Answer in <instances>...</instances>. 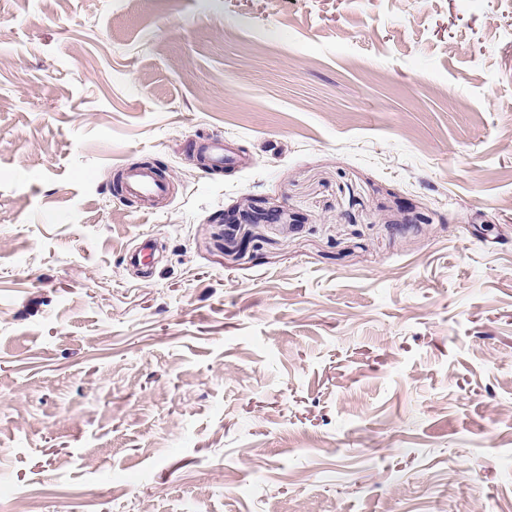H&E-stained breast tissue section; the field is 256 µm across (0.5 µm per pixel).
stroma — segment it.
Segmentation results:
<instances>
[{
  "instance_id": "1",
  "label": "stroma",
  "mask_w": 512,
  "mask_h": 512,
  "mask_svg": "<svg viewBox=\"0 0 512 512\" xmlns=\"http://www.w3.org/2000/svg\"><path fill=\"white\" fill-rule=\"evenodd\" d=\"M146 164L149 214L114 190ZM251 206L281 218L224 224ZM23 494L512 512V0H0V512Z\"/></svg>"
}]
</instances>
